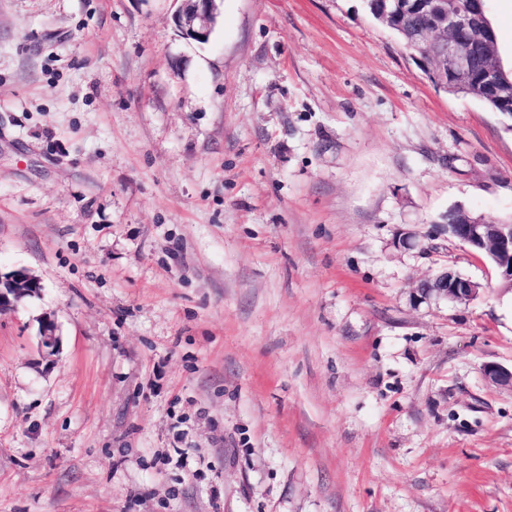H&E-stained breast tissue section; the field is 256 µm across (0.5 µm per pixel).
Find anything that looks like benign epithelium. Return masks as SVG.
I'll return each instance as SVG.
<instances>
[{"mask_svg":"<svg viewBox=\"0 0 512 512\" xmlns=\"http://www.w3.org/2000/svg\"><path fill=\"white\" fill-rule=\"evenodd\" d=\"M179 2L174 20L182 34L199 43L208 42L218 20V0ZM485 12L481 0H434L426 11L430 23L418 32L416 58L437 86L453 94H478L487 98L495 111L512 118V72H505L498 61L497 36ZM478 56L484 60L479 79L474 70ZM439 230L486 253L494 262L501 286L512 288V224L489 222L463 212ZM40 288V279L24 268L0 276V314L13 311ZM480 290V284L443 271L420 281L414 288V298L420 302H467ZM39 342L50 353L59 351L58 327L49 316L41 320ZM482 375L487 384L512 391V368L486 364Z\"/></svg>","mask_w":512,"mask_h":512,"instance_id":"7a95c632","label":"benign epithelium"}]
</instances>
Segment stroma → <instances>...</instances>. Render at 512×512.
I'll return each instance as SVG.
<instances>
[{
    "label": "stroma",
    "mask_w": 512,
    "mask_h": 512,
    "mask_svg": "<svg viewBox=\"0 0 512 512\" xmlns=\"http://www.w3.org/2000/svg\"><path fill=\"white\" fill-rule=\"evenodd\" d=\"M177 9L0 0V512H512V291L437 231L512 217V120L366 0ZM180 2L174 20L182 34L199 43L209 41L218 20L220 0H176ZM40 288V279L24 268L5 277L0 275V314L13 311L20 302L36 295ZM482 286L468 278L443 271L420 281L414 288L417 301L446 299L452 302H467L480 293ZM58 327L51 316H44L41 320V327L39 330V342L42 348L46 349L49 353H56L60 347V336L57 333ZM482 375L487 384L512 391V368L508 369L494 363L486 364Z\"/></svg>",
    "instance_id": "1"
}]
</instances>
